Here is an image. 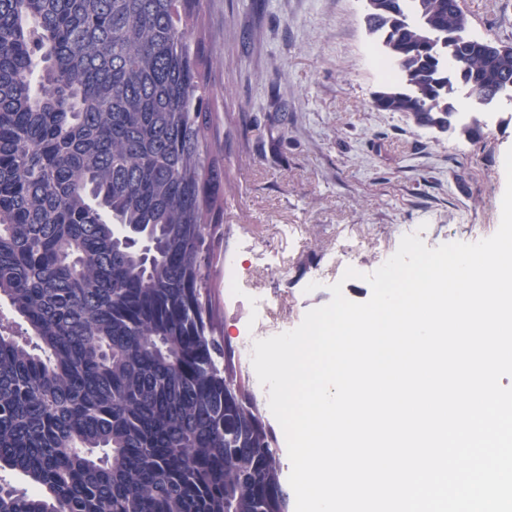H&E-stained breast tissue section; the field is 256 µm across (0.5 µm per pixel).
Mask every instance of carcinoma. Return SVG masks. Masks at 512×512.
<instances>
[{
	"label": "carcinoma",
	"mask_w": 512,
	"mask_h": 512,
	"mask_svg": "<svg viewBox=\"0 0 512 512\" xmlns=\"http://www.w3.org/2000/svg\"><path fill=\"white\" fill-rule=\"evenodd\" d=\"M376 108L483 136L512 45L454 0H374ZM203 0H0V512H288L275 434L217 333L224 236ZM461 90L475 113L462 122Z\"/></svg>",
	"instance_id": "carcinoma-1"
}]
</instances>
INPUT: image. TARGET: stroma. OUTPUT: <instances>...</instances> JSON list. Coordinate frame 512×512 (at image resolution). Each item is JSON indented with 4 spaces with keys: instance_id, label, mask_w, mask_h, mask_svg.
I'll return each instance as SVG.
<instances>
[{
    "instance_id": "stroma-1",
    "label": "stroma",
    "mask_w": 512,
    "mask_h": 512,
    "mask_svg": "<svg viewBox=\"0 0 512 512\" xmlns=\"http://www.w3.org/2000/svg\"><path fill=\"white\" fill-rule=\"evenodd\" d=\"M462 6L470 31L512 45V0ZM202 32L229 185L226 234L208 268L225 347L238 348L247 309L224 299L226 258L249 287L285 301L283 324L293 329L330 301L335 282L348 300L367 301L364 274L404 235L435 248L497 231L512 105L494 109L474 141L375 108L380 81L361 0H204ZM287 224L300 231L285 245ZM248 237L282 250L277 271L243 249ZM349 267L359 275L346 281Z\"/></svg>"
}]
</instances>
